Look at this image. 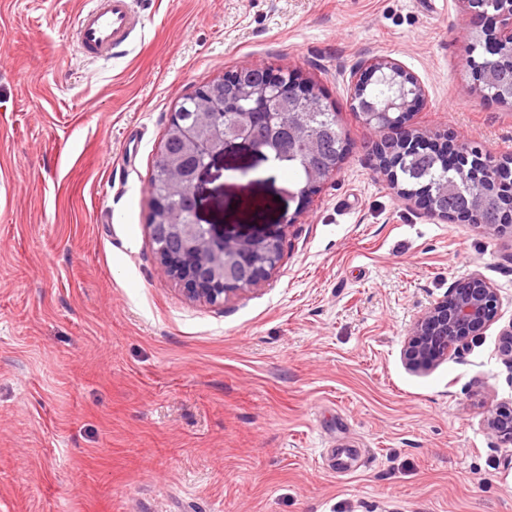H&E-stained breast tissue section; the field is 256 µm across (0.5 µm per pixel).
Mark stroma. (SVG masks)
Here are the masks:
<instances>
[{
    "label": "stroma",
    "instance_id": "stroma-1",
    "mask_svg": "<svg viewBox=\"0 0 512 512\" xmlns=\"http://www.w3.org/2000/svg\"><path fill=\"white\" fill-rule=\"evenodd\" d=\"M84 0H0V512H512V234L401 198L350 103L368 59L426 89L410 124L512 155V107L467 90L456 0H133L147 24L89 61ZM245 62L311 84L347 152L303 201L235 148L199 217L284 225L259 289L211 305L162 276L149 180L186 95ZM496 288L495 320L430 371L415 319L454 283ZM486 428L491 437L502 445H512V410L506 407L489 409Z\"/></svg>",
    "mask_w": 512,
    "mask_h": 512
}]
</instances>
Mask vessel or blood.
Masks as SVG:
<instances>
[{
    "mask_svg": "<svg viewBox=\"0 0 512 512\" xmlns=\"http://www.w3.org/2000/svg\"><path fill=\"white\" fill-rule=\"evenodd\" d=\"M71 26L85 58L108 60L145 28L146 19L135 11L132 0H87Z\"/></svg>",
    "mask_w": 512,
    "mask_h": 512,
    "instance_id": "1",
    "label": "vessel or blood"
}]
</instances>
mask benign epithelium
Wrapping results in <instances>:
<instances>
[{
    "mask_svg": "<svg viewBox=\"0 0 512 512\" xmlns=\"http://www.w3.org/2000/svg\"><path fill=\"white\" fill-rule=\"evenodd\" d=\"M459 2L467 13L482 21L473 29V37L489 39L501 55L500 61L486 66L483 73H473L474 89L479 91L486 85H494L499 98L511 102L512 0ZM255 69L265 79V84L246 91V96L256 103L255 109L246 115L239 126L223 130L218 145L197 138V127L180 125L178 114H173L171 124L183 139L191 142V155L195 158L189 165L182 161L173 164L169 172L173 190H180L184 182L191 186V223H180L179 216L169 210L166 200L157 197L155 209L163 223L148 225L161 272L183 287L188 297L211 304L224 301L231 293L250 290L265 282L280 264L281 235L229 234L218 230L214 224L199 223L197 213L203 174L216 159L234 146H243L266 161L278 162V157L263 147L265 125L279 116V113L267 112L262 107L268 99L277 98L290 109L298 104L310 109H317L321 105V99L312 88L266 66L244 63L225 76L224 82L231 85L237 74ZM381 74L400 81L398 94L383 108L364 96L365 88ZM424 96L425 89L421 82L397 60L389 57H375L354 73L351 82L352 108L360 113L367 129L377 137L375 154L378 168L391 185L398 188L402 197L415 200L417 205L440 219H462L494 233L512 230V193L506 196L503 192L512 185L502 184L499 180V169L503 162L492 160L479 150L446 144L430 147L434 153L447 157L470 185L480 186V191L473 193L465 206L456 211H448L433 197L422 193L407 194L398 187L396 161L413 150L427 147L420 132L406 125L410 113ZM193 97L198 106L200 125H210L212 103L208 91L200 88ZM303 165L309 187L286 190L290 198L304 199L309 191L338 170L336 166L317 167L309 158L303 161ZM497 312V292L483 276L474 274L454 284L443 298L431 304L414 322L404 344L406 364L416 371L430 369L435 362L448 355V350L456 349L468 338L479 335L494 321ZM498 350L512 368V326L500 334ZM486 428L499 443L511 446L512 410L506 407L488 410Z\"/></svg>",
    "mask_w": 512,
    "mask_h": 512,
    "instance_id": "obj_1",
    "label": "benign epithelium"
}]
</instances>
